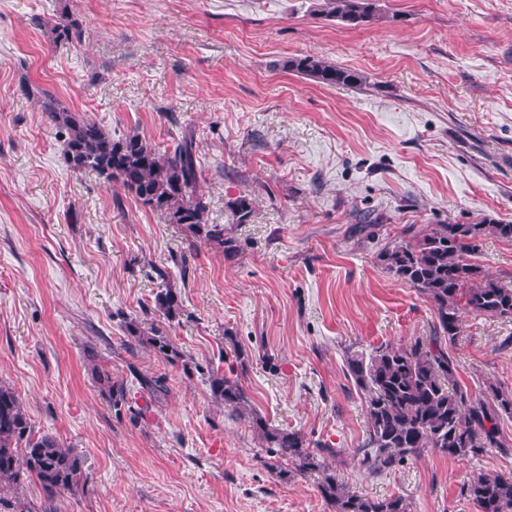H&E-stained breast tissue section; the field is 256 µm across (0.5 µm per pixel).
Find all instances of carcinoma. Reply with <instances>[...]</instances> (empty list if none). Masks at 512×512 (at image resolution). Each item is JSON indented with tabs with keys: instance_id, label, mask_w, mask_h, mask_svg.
<instances>
[{
	"instance_id": "1",
	"label": "carcinoma",
	"mask_w": 512,
	"mask_h": 512,
	"mask_svg": "<svg viewBox=\"0 0 512 512\" xmlns=\"http://www.w3.org/2000/svg\"><path fill=\"white\" fill-rule=\"evenodd\" d=\"M316 11L350 28L369 27L382 19L377 0H320ZM55 42L80 41L81 23L63 15L52 28ZM283 69L317 84L362 90L368 76L312 56L290 57ZM25 95L42 102L64 143V156L77 172H93L110 185L131 193L167 224H181L195 241L229 249L234 240L224 237V226L208 222V207L199 194L196 142L187 131L173 148L160 151L146 137L132 132L114 139L97 122L62 106L42 88L23 81ZM236 223L253 214V200L240 195L227 202ZM492 236L512 242V223L408 224L400 236L378 254L387 272L415 289L434 307L433 334L409 345L382 344L369 357H347V373L364 401L365 438L356 448H335L324 442L306 446L304 436L269 425L250 410L241 375L234 368L208 369L215 401L243 414L250 411L275 475L315 474L317 492L331 512H410L401 495L367 497L339 480L329 460L350 454L370 473L399 470L430 450L464 460L487 448H512L501 433L503 417L512 418V390L491 389V397L476 398L457 380V364L448 345L460 334L467 313L512 319V277H492L477 262L481 243ZM155 307L167 319L184 312L181 293L170 284L155 295ZM130 347L147 349L171 365L185 363L183 353L155 324L135 319L124 324ZM100 392L116 410L132 408L131 389L112 379L101 365L93 367ZM139 388L152 396L167 392L163 377L138 379ZM88 474L84 457L50 434L36 435L27 411L14 389L0 381V512H56L63 494L85 489ZM29 485L39 487L40 504L26 495ZM480 512H512V476L475 474L462 486Z\"/></svg>"
}]
</instances>
